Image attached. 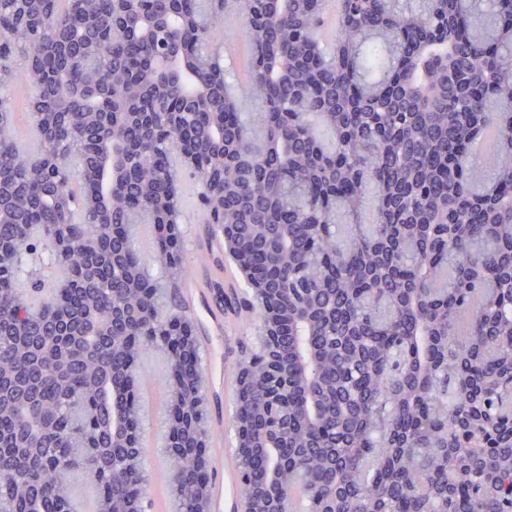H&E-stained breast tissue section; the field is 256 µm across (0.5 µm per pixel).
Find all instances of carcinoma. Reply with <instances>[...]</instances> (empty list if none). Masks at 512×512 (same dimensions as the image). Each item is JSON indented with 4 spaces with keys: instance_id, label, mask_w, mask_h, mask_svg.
Segmentation results:
<instances>
[{
    "instance_id": "cac0c4a2",
    "label": "carcinoma",
    "mask_w": 512,
    "mask_h": 512,
    "mask_svg": "<svg viewBox=\"0 0 512 512\" xmlns=\"http://www.w3.org/2000/svg\"><path fill=\"white\" fill-rule=\"evenodd\" d=\"M170 40L178 67L139 41L133 19L112 30L116 0H42L56 44L0 26V512H75L74 487L89 471L91 512H153L142 454V418L131 365L172 351L165 397L170 512H192L211 486L188 428L207 415L198 344L185 352L178 285L187 262L155 234L150 271L133 229L181 209L172 154L186 148L207 193L224 194L234 266L246 291L215 302L249 327L280 311L273 350L288 407L266 406L267 349L243 362L254 380L236 398L234 429L259 442L280 429L271 458L235 447L242 507L270 462L287 474V512H512V0H340L336 46L321 47L326 0H141ZM251 46L250 75L197 67L230 52V20ZM95 22L108 36L105 91H89L112 121L106 191L83 113L53 111L81 80L74 42ZM37 54L43 85L14 60ZM212 88L195 106L198 87ZM44 92L39 149L18 148L14 114ZM494 162H474L484 132ZM56 159L46 173L43 158ZM96 241L86 254L80 242ZM46 261L64 272L63 302L32 305L19 290Z\"/></svg>"
}]
</instances>
